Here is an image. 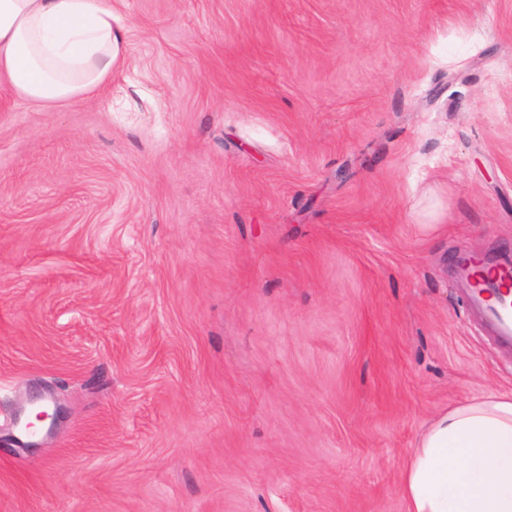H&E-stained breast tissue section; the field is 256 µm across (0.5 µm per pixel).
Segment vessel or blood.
<instances>
[{"label": "vessel or blood", "mask_w": 512, "mask_h": 512, "mask_svg": "<svg viewBox=\"0 0 512 512\" xmlns=\"http://www.w3.org/2000/svg\"><path fill=\"white\" fill-rule=\"evenodd\" d=\"M454 279L483 333L500 347L512 349V255L489 269L469 257H458Z\"/></svg>", "instance_id": "b4317fda"}]
</instances>
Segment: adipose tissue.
Segmentation results:
<instances>
[{
	"label": "adipose tissue",
	"mask_w": 512,
	"mask_h": 512,
	"mask_svg": "<svg viewBox=\"0 0 512 512\" xmlns=\"http://www.w3.org/2000/svg\"><path fill=\"white\" fill-rule=\"evenodd\" d=\"M112 0H0V80L50 109L112 79ZM406 512H512V391L424 425L403 470Z\"/></svg>",
	"instance_id": "1"
}]
</instances>
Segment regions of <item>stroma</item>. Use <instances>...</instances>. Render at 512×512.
Wrapping results in <instances>:
<instances>
[{"label": "stroma", "mask_w": 512, "mask_h": 512, "mask_svg": "<svg viewBox=\"0 0 512 512\" xmlns=\"http://www.w3.org/2000/svg\"><path fill=\"white\" fill-rule=\"evenodd\" d=\"M112 11L96 94L0 82V512H406L512 391L450 277L512 253V0Z\"/></svg>", "instance_id": "35a3bbf8"}]
</instances>
